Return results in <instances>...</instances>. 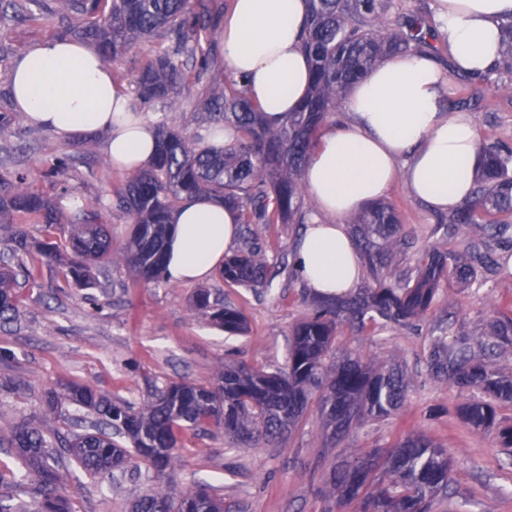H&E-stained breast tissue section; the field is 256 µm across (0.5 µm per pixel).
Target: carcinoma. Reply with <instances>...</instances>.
Masks as SVG:
<instances>
[{
	"label": "carcinoma",
	"mask_w": 512,
	"mask_h": 512,
	"mask_svg": "<svg viewBox=\"0 0 512 512\" xmlns=\"http://www.w3.org/2000/svg\"><path fill=\"white\" fill-rule=\"evenodd\" d=\"M393 0H308L302 48L311 63L310 89L298 107L280 121H268L241 81L221 66L212 48L219 7L215 0H0V23L37 21L50 13L70 19L68 32L94 45L115 62L143 42L159 44L137 72L133 106L174 108L189 82L210 73L205 110L210 128L234 130L221 150L206 145L201 132L188 133L161 123L150 164L115 187L110 205L131 217L129 239L118 256L139 281L165 278L170 216L186 199L209 195L239 212L243 248L224 259L219 278L228 287L266 288L273 279L267 250L254 236L255 224H304L311 209L303 192V172L327 119L343 111L348 90L383 58L406 52L436 55L432 19L421 10L392 9ZM505 64L486 74H464L467 96L447 103L452 112L486 92L512 97V16L501 21ZM483 170L472 195L448 217V231L464 241L460 252L434 250L415 270L391 280L385 273L392 252L402 244L397 208L375 203L352 219L361 241L360 257L373 286L354 298L335 297L317 305L294 329L286 368L226 364L211 382H170L141 406L112 400L90 384L67 381L47 392L55 413L58 398L95 415L90 430L64 440L67 455L91 476L110 477L131 462V453L161 476L171 465L179 435L207 425L224 428L235 444L269 447L282 442L312 407L332 427L330 444L371 419L394 415L409 390L403 373L348 355L329 363L337 328L358 332L379 326H405L425 315L441 280L476 277V265L492 263L490 242L508 239L512 224V151L482 144ZM70 158L44 163L40 176L67 178ZM21 172L0 174V224L15 220L42 226L32 237L21 228L11 234L9 252L18 259L38 257L49 270L80 288L97 285L101 263L112 259V238L97 209L84 212L71 228H61L53 203L25 187ZM35 285L38 268L0 265V325L18 314V273ZM193 308L231 335L247 331V321L205 290ZM490 343L512 344V316L502 315L491 328ZM429 364L438 377L462 389L478 390L481 399L459 408L464 424L487 430L500 424L498 407L512 406V376L489 368L465 341L432 337ZM59 438L52 419L23 422L0 434L21 469L10 481L29 482L38 498L34 512H73L65 475L55 465L51 439ZM330 484L339 502L356 512H431L439 495L451 490L448 450L424 434H400L386 448L344 458ZM134 512H244L241 503L196 490L172 495L158 489L141 498Z\"/></svg>",
	"instance_id": "obj_1"
}]
</instances>
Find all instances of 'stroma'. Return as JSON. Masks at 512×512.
Wrapping results in <instances>:
<instances>
[{
    "label": "stroma",
    "instance_id": "1",
    "mask_svg": "<svg viewBox=\"0 0 512 512\" xmlns=\"http://www.w3.org/2000/svg\"><path fill=\"white\" fill-rule=\"evenodd\" d=\"M61 16H47L36 27L0 26V112L14 122L0 132V166L25 172L28 185L48 197L62 223L74 221L76 208L108 205L115 185L125 176L113 170L102 139L71 141L28 125L16 112L8 84L15 60L27 50L51 41ZM483 141L512 148V98L488 96L469 107ZM151 125L161 123L195 131L204 117L198 96L173 109L143 108ZM56 156L73 159L65 183L42 180L38 172ZM386 199L401 218L404 243L395 252L391 271L414 269L425 248H461L449 240L439 213L413 199L396 183ZM272 263H292L302 233L298 224H259ZM94 288L66 287L59 275L45 274L38 285H21L19 316L0 327V429L21 420H38L47 408L45 391L60 381L97 386L109 397L141 403L172 381L206 382L226 363L281 367L289 337L312 311L313 293L294 274L281 273L271 287L229 288L218 276L202 287L240 309L248 330L230 335L193 313L190 304L200 285L135 281L124 264L106 265ZM512 308V272L502 264L480 267L472 284L440 283L434 307L407 327L384 326L370 335L341 327L337 350L367 362L403 370L411 382L401 410L357 428L336 448L326 447L324 420L311 414L280 448L233 445L222 429L187 430L165 477L172 490L207 486L243 503L246 512H339L329 477L336 463L353 452L388 446L403 431H418L443 445L451 461L452 493L438 499L434 512H512V460L499 451L497 430L475 431L457 415L473 399L433 377L428 369L431 339L480 341L501 311ZM63 470L73 491L74 512H131L133 502L157 482L144 462L99 482L72 461Z\"/></svg>",
    "mask_w": 512,
    "mask_h": 512
}]
</instances>
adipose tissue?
<instances>
[{
    "label": "adipose tissue",
    "instance_id": "adipose-tissue-1",
    "mask_svg": "<svg viewBox=\"0 0 512 512\" xmlns=\"http://www.w3.org/2000/svg\"><path fill=\"white\" fill-rule=\"evenodd\" d=\"M307 15V0H231L224 15V63L269 119H283L310 87V63L300 49ZM510 15L512 0L433 3L440 43L472 74L500 64V22ZM8 82L28 124L67 139L102 136L117 171L142 169L156 152L154 128L133 111L111 66L88 44L56 39L33 47L16 59ZM447 92V75L417 53L387 57L349 90L344 124L324 131L304 171L318 209L294 259L314 294L357 286L361 262L345 219L382 200L396 181L439 212L469 196L482 139L468 113L442 110ZM171 222L165 275L173 284L208 280L239 234L236 210L208 196L184 202Z\"/></svg>",
    "mask_w": 512,
    "mask_h": 512
}]
</instances>
